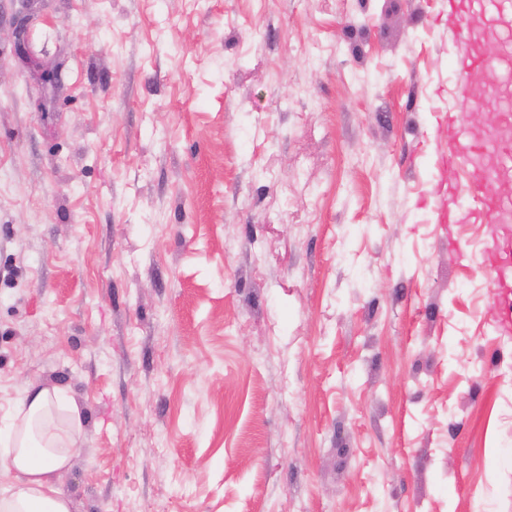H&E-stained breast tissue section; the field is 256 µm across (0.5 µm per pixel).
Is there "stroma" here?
<instances>
[{
    "mask_svg": "<svg viewBox=\"0 0 512 512\" xmlns=\"http://www.w3.org/2000/svg\"><path fill=\"white\" fill-rule=\"evenodd\" d=\"M476 34L448 0H0V430L26 385L76 403L73 512H512L503 226L438 165ZM511 252L506 259L504 269L492 271L490 285L493 288V296L500 306V324L511 328L512 326V282L508 280L506 268L511 267Z\"/></svg>",
    "mask_w": 512,
    "mask_h": 512,
    "instance_id": "stroma-1",
    "label": "stroma"
}]
</instances>
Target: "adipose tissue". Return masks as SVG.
<instances>
[{"instance_id":"adipose-tissue-1","label":"adipose tissue","mask_w":512,"mask_h":512,"mask_svg":"<svg viewBox=\"0 0 512 512\" xmlns=\"http://www.w3.org/2000/svg\"><path fill=\"white\" fill-rule=\"evenodd\" d=\"M81 431L77 405L58 388H25L0 439V468L12 476L0 488V512H72L59 476L71 463Z\"/></svg>"}]
</instances>
